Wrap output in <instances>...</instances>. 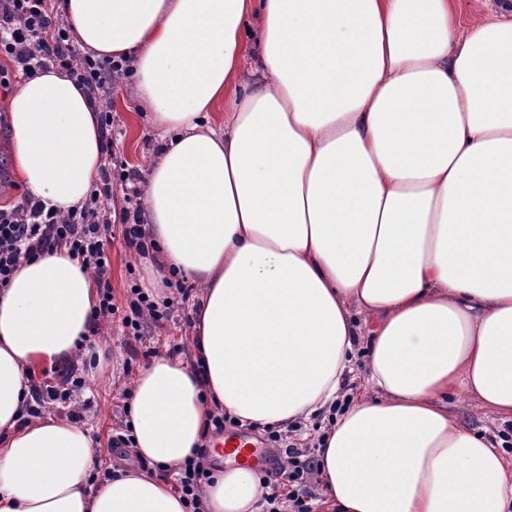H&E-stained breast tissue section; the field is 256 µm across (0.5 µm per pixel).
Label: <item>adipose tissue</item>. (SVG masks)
<instances>
[{"label":"adipose tissue","instance_id":"1","mask_svg":"<svg viewBox=\"0 0 512 512\" xmlns=\"http://www.w3.org/2000/svg\"><path fill=\"white\" fill-rule=\"evenodd\" d=\"M61 10L75 42L130 63L163 134L143 286L200 289L189 357L158 355L133 383V454L175 469L209 414L285 431L333 410L355 307L368 390L320 437L324 512H512V457L448 410L464 392L512 421V22L462 24L453 0ZM8 121L30 194L84 206L104 165L89 95L51 67L14 90ZM97 302L63 248L0 290V512H187L156 475L95 480L89 430L25 412L34 371L79 356ZM202 501L261 512L259 476L212 470Z\"/></svg>","mask_w":512,"mask_h":512}]
</instances>
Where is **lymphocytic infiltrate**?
<instances>
[{
  "instance_id": "f902f5d3",
  "label": "lymphocytic infiltrate",
  "mask_w": 512,
  "mask_h": 512,
  "mask_svg": "<svg viewBox=\"0 0 512 512\" xmlns=\"http://www.w3.org/2000/svg\"><path fill=\"white\" fill-rule=\"evenodd\" d=\"M0 59L6 62L0 69L1 86L7 85L13 74L27 77L55 66L68 71L97 99L106 94L113 80L129 73L126 60H99L81 53L71 39L69 24L51 0H0ZM141 180L135 170L123 175L122 181L131 191L120 207L113 203L112 168L108 165L102 167L100 184L86 205L69 214L54 213L31 197L10 208L0 207V290L8 287L24 259L63 246L91 273L96 284L98 303L88 328L90 335H98L101 325L116 322L124 333L139 337L148 325L160 324L173 308V301H154L149 293L135 288L127 309L121 310L112 295L107 239L110 224L121 225L129 247L140 254L145 251L140 224ZM78 371V364L73 362L58 369L57 385L32 383L30 414H41L45 405L66 402L72 388L82 384ZM318 464L315 448L287 445L283 457L273 458L271 466L260 473L266 512H281L284 503L290 512H314L312 481ZM209 479L210 472L200 458L187 460L178 468L175 488L188 512H202V487Z\"/></svg>"
}]
</instances>
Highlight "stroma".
Wrapping results in <instances>:
<instances>
[{
	"label": "stroma",
	"mask_w": 512,
	"mask_h": 512,
	"mask_svg": "<svg viewBox=\"0 0 512 512\" xmlns=\"http://www.w3.org/2000/svg\"><path fill=\"white\" fill-rule=\"evenodd\" d=\"M11 90L0 86V206L21 202L28 191L16 167L13 154V133L6 120ZM112 111L111 137L114 150L128 167L143 172L157 157L160 143L144 117V108L137 100L133 77L116 80L105 101ZM111 241L112 293L118 307H126L131 287L140 283L143 260L129 249L120 225H113ZM192 311L191 302L176 304L163 325L153 327L142 339L124 335L118 325H104L99 336L93 337V351L100 357L97 367L88 369L82 390L73 393L68 407L79 411L80 421L89 428L98 442V451L106 465H135L134 457L119 459L110 448L116 429L125 417L126 391L131 390L138 370L144 365L146 350L186 352L191 330L185 317ZM449 407L458 423L502 440L512 425L492 420L474 403L451 398Z\"/></svg>",
	"instance_id": "35a3bbf8"
}]
</instances>
